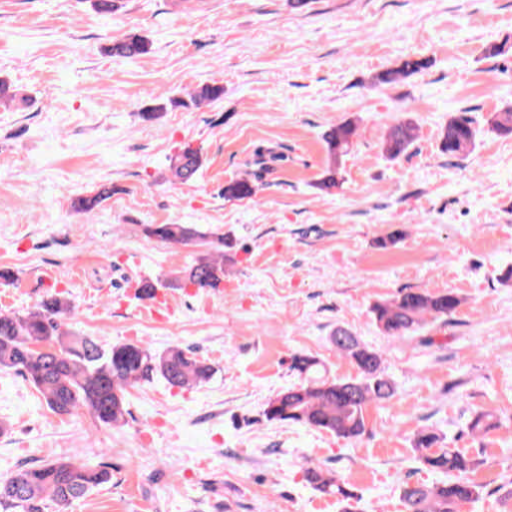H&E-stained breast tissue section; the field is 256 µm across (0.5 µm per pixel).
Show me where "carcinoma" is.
<instances>
[{
  "label": "carcinoma",
  "instance_id": "1",
  "mask_svg": "<svg viewBox=\"0 0 512 512\" xmlns=\"http://www.w3.org/2000/svg\"><path fill=\"white\" fill-rule=\"evenodd\" d=\"M148 51L146 41L128 34L112 42L108 53L125 59H135ZM429 66V60L406 56L398 67L376 75L378 84H391L415 75ZM224 93L220 86L202 85L187 94V99H164L154 108L163 112L167 105L199 106L219 99ZM491 130L512 135V108L494 113ZM358 126L343 121L322 135L326 166L318 186L331 190L340 184L342 161L357 137ZM477 130L466 115L448 120L440 149L450 157L468 153L475 143ZM419 138V128L410 120H400L389 128L382 150L390 160L408 155ZM286 160V155L273 148L257 147L247 161L248 173L224 185V198L251 200L258 183L274 166ZM200 149L185 147L172 158L174 177L187 182L202 167ZM112 194L103 187L95 194L74 200V208L90 212ZM146 237L167 244L199 246L202 251L195 262L162 282H144L142 287L169 288L194 285L216 290L224 284V235L208 232L198 224H148ZM461 303L452 291L428 293L402 291L395 298L377 303L371 313L379 329L387 336L410 337L428 320H446ZM72 303L54 293L40 305L24 313L0 314V370L12 371L25 378L40 394L49 409L59 415H72L81 410L91 411L105 425H117L128 414V389L160 377L179 389L191 388L208 381L213 367L189 348L172 346L154 353L136 343L116 344L108 349L93 337L71 328ZM336 350L356 368V375L331 379L320 362L309 355L296 354L291 369L300 382L270 398L263 415L269 422L288 423L326 431L344 439H356L366 429L365 412L372 403L390 400L396 393L394 383L382 368L381 355L360 343L344 330L332 336ZM498 427L496 416L479 411L472 418L469 430L475 435L486 434ZM441 437L434 431L422 430L413 438L416 459L424 468L446 476L430 485L402 481L401 501L404 512H459V507L477 500L480 486L469 482L465 474L474 463L454 448L438 446ZM112 478L107 462L95 465L75 460H56L34 466H22L0 479V506L19 512H67L71 503L83 498ZM304 480L316 491L333 496L344 504L343 512H353L354 494L331 471L320 466L304 469Z\"/></svg>",
  "mask_w": 512,
  "mask_h": 512
}]
</instances>
